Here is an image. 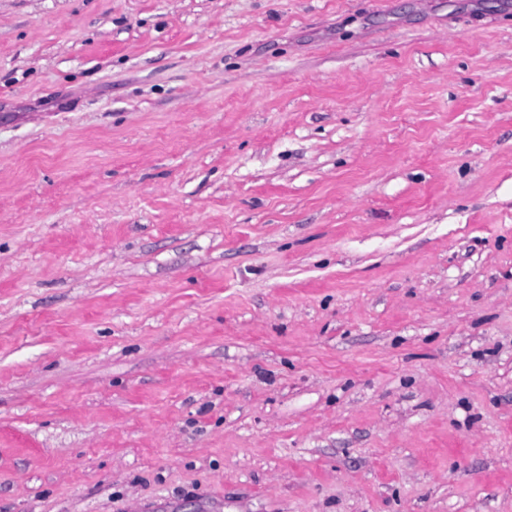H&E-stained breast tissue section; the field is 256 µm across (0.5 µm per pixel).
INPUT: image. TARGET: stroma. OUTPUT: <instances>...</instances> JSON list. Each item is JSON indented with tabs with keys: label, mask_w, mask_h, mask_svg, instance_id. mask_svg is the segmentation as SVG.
<instances>
[{
	"label": "stroma",
	"mask_w": 512,
	"mask_h": 512,
	"mask_svg": "<svg viewBox=\"0 0 512 512\" xmlns=\"http://www.w3.org/2000/svg\"><path fill=\"white\" fill-rule=\"evenodd\" d=\"M0 512H512V0H0Z\"/></svg>",
	"instance_id": "obj_1"
}]
</instances>
